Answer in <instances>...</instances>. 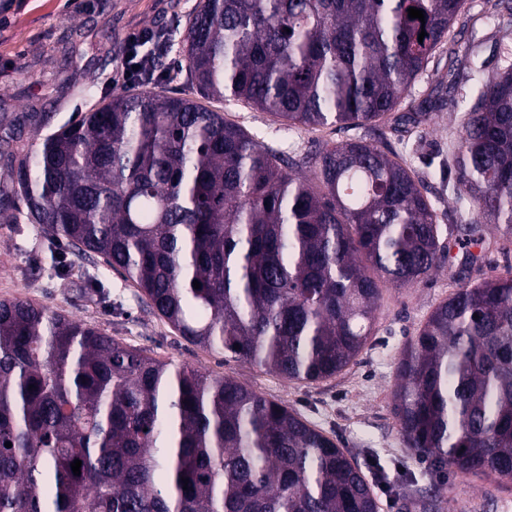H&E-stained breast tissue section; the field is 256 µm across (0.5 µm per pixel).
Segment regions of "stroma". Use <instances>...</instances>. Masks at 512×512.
<instances>
[{
	"instance_id": "obj_1",
	"label": "stroma",
	"mask_w": 512,
	"mask_h": 512,
	"mask_svg": "<svg viewBox=\"0 0 512 512\" xmlns=\"http://www.w3.org/2000/svg\"><path fill=\"white\" fill-rule=\"evenodd\" d=\"M198 0H0V151L35 148L60 126L79 120L99 100L125 89V38L144 27L171 36L166 66L180 61L186 23ZM486 0H467L469 21L456 26L460 45L496 66L512 32L489 23ZM225 118L287 156L321 141L341 142L349 129L308 130L240 102L221 104ZM460 112L444 107L423 138L387 125L367 129L370 142L403 156L442 211L454 208L448 191V143ZM447 270L408 288L382 285L375 333L355 361L313 383L289 382L182 336L142 302L137 291L97 256H74L64 240L18 217L0 224V300L22 299L65 313L106 335L176 365L233 378L296 410L349 451L366 475L380 473L373 490L379 512H431L435 492L444 512H512V482L437 472L407 448L393 413L397 362L407 340L454 292Z\"/></svg>"
}]
</instances>
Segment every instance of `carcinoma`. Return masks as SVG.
I'll use <instances>...</instances> for the list:
<instances>
[{
	"label": "carcinoma",
	"instance_id": "1",
	"mask_svg": "<svg viewBox=\"0 0 512 512\" xmlns=\"http://www.w3.org/2000/svg\"><path fill=\"white\" fill-rule=\"evenodd\" d=\"M488 2V20L512 31V0ZM464 15L465 0H199L176 72L208 100L290 126L398 131L434 120L406 96L448 50L438 85L462 111L448 147L452 224L404 159L363 136L286 163L220 110L150 80L21 156L0 152V220L24 204L30 223L104 258L196 345L287 381L334 376L374 333L379 282H421L451 242L490 248L488 224L512 242V47L491 72L476 64L453 35ZM397 373L406 447L441 471L512 480L511 271L461 283ZM0 512L378 505L358 464L286 405L1 300Z\"/></svg>",
	"mask_w": 512,
	"mask_h": 512
}]
</instances>
